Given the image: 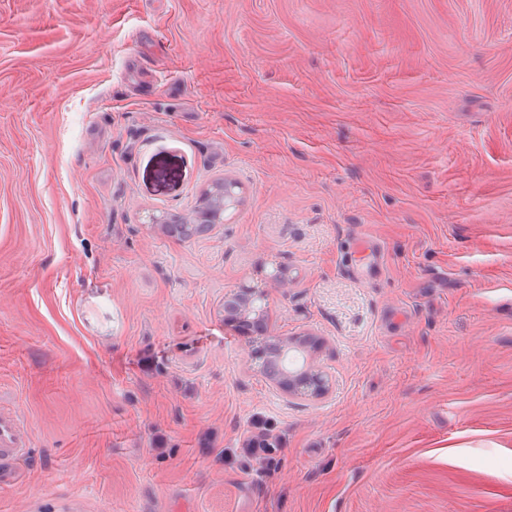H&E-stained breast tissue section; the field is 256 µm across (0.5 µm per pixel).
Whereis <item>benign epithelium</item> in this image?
Instances as JSON below:
<instances>
[{"label":"benign epithelium","instance_id":"benign-epithelium-1","mask_svg":"<svg viewBox=\"0 0 512 512\" xmlns=\"http://www.w3.org/2000/svg\"><path fill=\"white\" fill-rule=\"evenodd\" d=\"M241 182L231 176L213 182L203 196L218 200L216 208L196 209L180 216V226L172 235L182 240L207 236L226 223V213L243 202ZM291 284L288 271L280 264L264 276V286H240L224 296V324L252 339L250 361L275 388L291 397L317 400L328 395L334 379L317 360L319 339L304 331L294 336H276L270 329L269 296L273 288Z\"/></svg>","mask_w":512,"mask_h":512}]
</instances>
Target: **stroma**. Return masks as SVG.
I'll use <instances>...</instances> for the list:
<instances>
[{"label": "stroma", "instance_id": "stroma-1", "mask_svg": "<svg viewBox=\"0 0 512 512\" xmlns=\"http://www.w3.org/2000/svg\"><path fill=\"white\" fill-rule=\"evenodd\" d=\"M0 410V512H512V0H0ZM241 182L232 175H224V178L216 180L208 188L203 196L202 202L214 196L218 200L216 208L211 210L197 208L189 215H180V223L177 231L168 233V224L172 223L173 215L162 212L151 217V226L169 236H176L182 240H192L197 237L207 236L221 228L226 223V213L235 210L243 202ZM200 204V205H201ZM263 281L262 288L242 285L225 294L224 324L252 339L250 361L273 387L301 399L325 397L334 379L317 360L319 339L309 331L275 336L270 329V290L288 288L287 269L276 264ZM29 446L17 418L10 413H0V456L9 458L21 455Z\"/></svg>", "mask_w": 512, "mask_h": 512}]
</instances>
